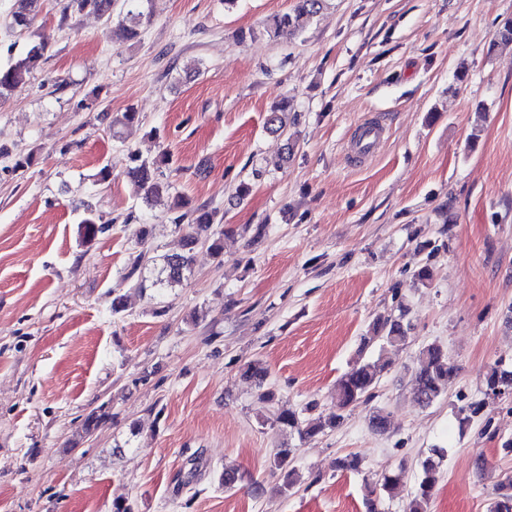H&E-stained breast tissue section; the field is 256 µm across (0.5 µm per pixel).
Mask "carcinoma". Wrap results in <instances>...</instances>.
<instances>
[{
  "mask_svg": "<svg viewBox=\"0 0 512 512\" xmlns=\"http://www.w3.org/2000/svg\"><path fill=\"white\" fill-rule=\"evenodd\" d=\"M128 10L121 23L115 29L116 42L126 44L135 42L140 36L139 26L150 18V13L144 11V4L149 0H126ZM323 0H295L294 8L284 14L275 15L266 23V29L273 35L284 30L299 29V21L303 16L316 15ZM38 0H14L12 25L21 31L29 32L34 25ZM113 0H69L67 9L75 14L93 13L105 22H112ZM49 42L42 34L34 36L26 50L14 63L0 67V101H6L16 90L24 87L31 72L37 67L45 55ZM290 102L286 99L274 105L268 112L267 124L275 127V131L288 133L285 114ZM134 166L128 170L129 177L137 186L145 190V200L149 201L162 194L172 195L169 204L171 221L175 227L187 226L189 232L184 238V251L177 255L162 257L160 273L164 277L156 280L158 284L170 287L181 284L191 273L194 251L204 247L218 261H223V238L210 232L213 224L217 223L218 212L205 204H193L185 196L171 194L172 186L164 180V169L169 164V155L165 152L151 160L131 155ZM147 260L145 253L139 252L129 258L126 279L132 282V287H145L143 276ZM399 315H380L371 323L373 335L363 338V345L373 341L383 345L400 346L406 343L409 325L404 323L407 308L398 306ZM458 367L450 361L448 353L439 343H431L419 351L416 360L414 395L416 402L429 406L436 402L448 391V384L454 378ZM241 376L256 382L258 397L271 402L275 392L266 385L268 369L262 361L253 360L241 368ZM486 385L495 392L507 384L512 385V369L493 365L485 375ZM378 382L377 369L374 364L363 358H358L349 371L337 381L335 388L336 411L327 420L314 419L308 413L315 410V404L305 406L301 411L289 409L274 414V423L280 429H295L303 437H314L327 428L337 427L343 419L342 411L350 404L373 396V390ZM110 418L104 409H94L85 417L82 428L87 434L98 429ZM443 460L441 450L435 448L431 455L421 462V471L416 486L409 497L406 512H427L428 504L434 494L438 482L439 469ZM273 469L280 472L284 485L290 489L297 483L296 470L291 467V449L280 448L273 458ZM403 473H392L382 477L381 482L368 489L365 505L367 512H378L379 495L398 485ZM489 512H512V475L503 476L495 486V496L492 499Z\"/></svg>",
  "mask_w": 512,
  "mask_h": 512,
  "instance_id": "1",
  "label": "carcinoma"
}]
</instances>
